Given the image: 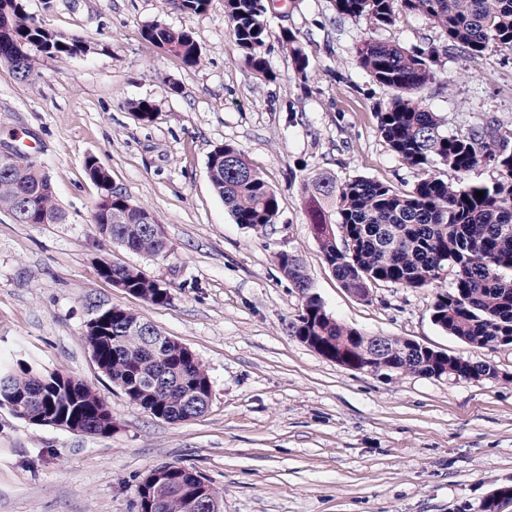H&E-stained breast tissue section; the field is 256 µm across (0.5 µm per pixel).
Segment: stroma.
Returning a JSON list of instances; mask_svg holds the SVG:
<instances>
[{
  "instance_id": "obj_1",
  "label": "stroma",
  "mask_w": 512,
  "mask_h": 512,
  "mask_svg": "<svg viewBox=\"0 0 512 512\" xmlns=\"http://www.w3.org/2000/svg\"><path fill=\"white\" fill-rule=\"evenodd\" d=\"M29 17L89 45L37 54L38 75L0 64V148L26 152L51 179L61 224L0 213V369L79 378L107 402L114 428L89 436L36 426L0 407V512H137V488L177 463L224 494V512H481L512 487V346L472 350L431 319L433 288L381 284L361 300L341 288L308 223L302 179L330 171L408 190L415 174L391 152L376 112L389 97L352 60L370 31L334 0H272L262 52L277 79L240 59L224 0L201 13L162 0H23ZM190 31L186 66L145 40L152 22ZM303 42L308 81L293 73L283 32ZM451 84L425 96L452 132L495 121L512 137V49L443 60ZM150 100L151 122L132 102ZM243 149L277 191L279 215L257 231L236 223L212 189L207 159ZM112 184L156 217L171 252L153 258L98 236L90 216ZM297 254L328 313L367 336L412 339L493 363L496 381L351 370L288 334L302 307L279 252ZM169 288L150 304L100 278L99 259ZM126 308L198 358L211 379L202 417L168 423L127 400L99 371L85 339L102 309Z\"/></svg>"
}]
</instances>
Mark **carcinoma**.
Listing matches in <instances>:
<instances>
[{
    "instance_id": "1",
    "label": "carcinoma",
    "mask_w": 512,
    "mask_h": 512,
    "mask_svg": "<svg viewBox=\"0 0 512 512\" xmlns=\"http://www.w3.org/2000/svg\"><path fill=\"white\" fill-rule=\"evenodd\" d=\"M185 12L200 13L208 0H165ZM341 16L364 17L372 34L353 48V61L380 87L393 92L377 112L378 130L390 150L415 171L407 191L354 176L343 182L322 172L303 182L309 223L327 265L343 288L359 299L373 286L437 288L431 305L436 326L473 349L512 345V139L491 124L450 133L423 95L430 84L450 85L441 57L450 52L471 59L489 44L512 48V0H335ZM229 30L241 60L257 76L276 80L262 53L267 36L268 0H224ZM401 15L420 16L439 29L440 46L431 41L410 49L376 36ZM153 45L195 65L199 48L190 32L155 21L143 30ZM294 73L307 78L310 59L298 37L284 38ZM49 56H73L89 47L66 38L25 14L22 0H0V62L18 78L35 73L30 49ZM444 166L459 176L477 167L495 172L488 183L450 182L436 173ZM207 169L214 192L238 224L261 230L279 213L276 190L254 169L245 152L231 144L215 148ZM90 180L101 188L91 216L99 236L150 256L169 247L160 225L145 208L112 192L110 177L86 161ZM52 182L30 159L17 165L0 154V211L18 224H60L65 213L55 202ZM484 192L478 197L477 192ZM281 272L304 297L302 309L288 322V333L323 357L341 356L349 368L394 377L432 378L448 370L451 381L500 378L492 363L471 357L420 353L408 339L388 336L386 352L376 354L374 338L350 328L327 312L311 292L310 279L297 255H277ZM98 275L116 288L154 304L170 301L168 288L139 269L100 259ZM102 320L86 332L98 369L129 401L156 419L171 423L203 416L212 388L195 354L163 335L136 313L120 306L98 312ZM12 414L35 425L63 415L74 418L77 433L112 434V413L85 382L54 375L0 370V402ZM158 489L144 480L137 489L139 512H223L224 497L206 480L191 479L183 466L166 464Z\"/></svg>"
}]
</instances>
